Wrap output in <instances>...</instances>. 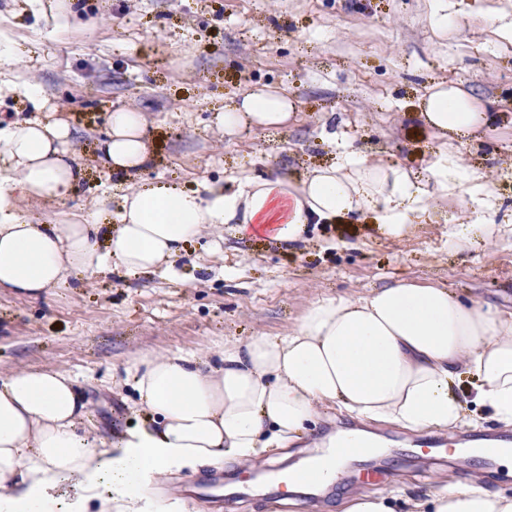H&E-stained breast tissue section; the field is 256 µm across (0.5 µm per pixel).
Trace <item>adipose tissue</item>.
Listing matches in <instances>:
<instances>
[{
  "mask_svg": "<svg viewBox=\"0 0 512 512\" xmlns=\"http://www.w3.org/2000/svg\"><path fill=\"white\" fill-rule=\"evenodd\" d=\"M292 115L286 94L263 87L216 121L232 133L283 127ZM419 117L436 138L458 141L492 121L466 92L440 85ZM71 137L62 121L0 130L9 170L0 176V289L36 297L72 270L113 263L149 270L222 224H270L277 239L293 242L308 225L367 211L399 240L430 200L461 179L443 151L424 176L350 151L297 180L251 178L232 192L213 188L201 197L146 187L124 197L118 224L107 230L19 222L17 195L53 201L79 183ZM99 150L121 177L148 165L143 113L112 110ZM221 359L218 367L183 354L137 359L134 386L153 423L126 430L107 448L80 431L86 403L68 375L22 370L0 379V512H184L181 502L150 493L156 475L293 444L321 405L362 421L450 433L469 418L453 391L462 374L473 379L477 402L512 424V309L487 308L432 284L401 280L357 298L317 299L288 335L225 342ZM426 505L433 512H512V497L451 485Z\"/></svg>",
  "mask_w": 512,
  "mask_h": 512,
  "instance_id": "1",
  "label": "adipose tissue"
}]
</instances>
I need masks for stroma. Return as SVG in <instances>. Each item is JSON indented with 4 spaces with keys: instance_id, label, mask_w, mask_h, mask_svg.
I'll use <instances>...</instances> for the list:
<instances>
[{
    "instance_id": "obj_1",
    "label": "stroma",
    "mask_w": 512,
    "mask_h": 512,
    "mask_svg": "<svg viewBox=\"0 0 512 512\" xmlns=\"http://www.w3.org/2000/svg\"><path fill=\"white\" fill-rule=\"evenodd\" d=\"M450 23L436 29L434 0H82L60 26L28 0H0V43L14 59L0 68V128L30 120L66 121L85 177L63 198L18 197L28 224H75L100 199L119 210L129 190L168 184L205 194L232 191L247 178L297 177L332 162L348 147L415 172L442 147L417 118L437 85L480 99L497 115L493 129L450 144L462 173L478 171L479 191L457 185L430 202L411 235L385 237L361 212L309 225L285 247L266 232L209 229L153 271L119 267L75 273L37 297L0 292V378L16 370L71 376L87 402L86 431L110 442L148 413L132 383L134 358L170 353L217 359L225 341L283 336L309 304L325 296L358 297L401 279L427 281L482 304L512 308V0H443ZM39 84L44 104L25 94ZM272 87L294 104L288 126L224 132L215 114L249 89ZM144 113L152 161L119 179L94 145L113 109ZM483 217L502 233L466 252L448 245L452 225ZM361 433L372 445L348 460L344 480L292 504L257 494L234 512H342L353 494L397 493L398 512L450 484L479 481L512 496V473L489 459L439 452L416 455L412 433L360 421L323 407L301 452L271 448L247 461L155 477L152 495L209 476L264 487L270 468L291 470L332 453L337 439Z\"/></svg>"
}]
</instances>
